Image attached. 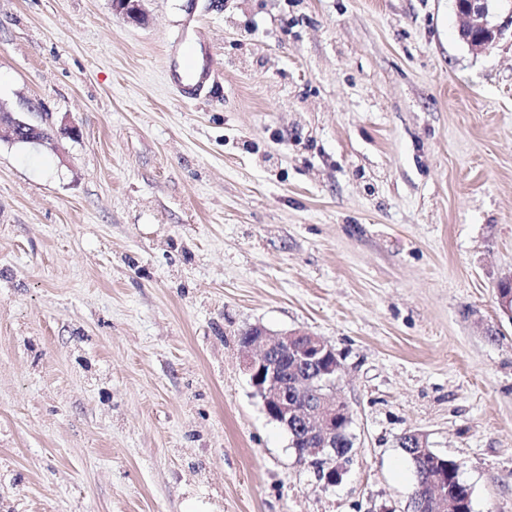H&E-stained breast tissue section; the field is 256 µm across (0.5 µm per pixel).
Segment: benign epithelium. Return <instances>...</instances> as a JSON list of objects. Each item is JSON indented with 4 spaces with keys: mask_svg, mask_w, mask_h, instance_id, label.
<instances>
[{
    "mask_svg": "<svg viewBox=\"0 0 512 512\" xmlns=\"http://www.w3.org/2000/svg\"><path fill=\"white\" fill-rule=\"evenodd\" d=\"M494 0H455L460 18L459 35L468 49L480 54L512 27V10L503 21L493 9ZM112 10L127 20H143L141 0H112ZM78 130L63 125L48 132L43 127L0 109V141L11 143L54 144L57 136L74 137ZM512 275L498 283V301L512 321ZM245 349L244 367L255 393L261 398L266 415L294 435L293 448L303 441L302 454L327 465L320 475L328 484L341 480L352 460L348 453L336 458V433L351 423L346 403L336 395V350L321 337L304 330L273 332L262 325L248 327L241 336ZM441 484L432 478L417 488L413 512H427L428 484Z\"/></svg>",
    "mask_w": 512,
    "mask_h": 512,
    "instance_id": "1",
    "label": "benign epithelium"
}]
</instances>
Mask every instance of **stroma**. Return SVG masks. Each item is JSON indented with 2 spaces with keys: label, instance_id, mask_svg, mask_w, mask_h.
<instances>
[{
  "label": "stroma",
  "instance_id": "stroma-1",
  "mask_svg": "<svg viewBox=\"0 0 512 512\" xmlns=\"http://www.w3.org/2000/svg\"><path fill=\"white\" fill-rule=\"evenodd\" d=\"M0 0V512H410L404 433L512 512V33L454 0ZM194 43L221 84L174 73ZM340 359L325 483L240 334ZM492 2L494 0H455L460 18L459 35L473 54L495 45L506 27L512 29V10L502 22H497ZM78 133L74 125L64 124L57 131L48 132L43 127L30 123L24 118L0 108V141L11 143L54 144L57 136L75 137Z\"/></svg>",
  "mask_w": 512,
  "mask_h": 512
}]
</instances>
